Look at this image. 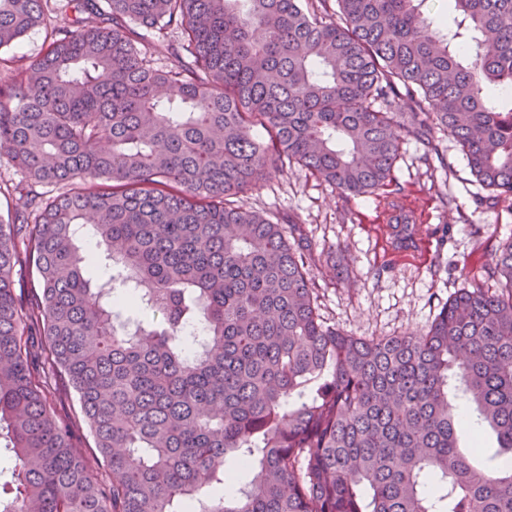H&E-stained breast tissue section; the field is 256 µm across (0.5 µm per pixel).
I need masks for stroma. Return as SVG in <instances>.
Listing matches in <instances>:
<instances>
[{"label":"stroma","mask_w":512,"mask_h":512,"mask_svg":"<svg viewBox=\"0 0 512 512\" xmlns=\"http://www.w3.org/2000/svg\"><path fill=\"white\" fill-rule=\"evenodd\" d=\"M393 179L421 211L409 251L398 247L383 218V190L345 196L293 165L244 198L294 227L313 262L321 319L366 339L425 330L458 289L500 292L487 267L512 240V199L493 200L448 136L435 133L429 145L406 138Z\"/></svg>","instance_id":"stroma-1"}]
</instances>
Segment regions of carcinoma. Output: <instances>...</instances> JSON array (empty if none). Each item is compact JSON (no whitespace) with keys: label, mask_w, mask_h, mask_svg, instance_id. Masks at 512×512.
I'll list each match as a JSON object with an SVG mask.
<instances>
[{"label":"carcinoma","mask_w":512,"mask_h":512,"mask_svg":"<svg viewBox=\"0 0 512 512\" xmlns=\"http://www.w3.org/2000/svg\"><path fill=\"white\" fill-rule=\"evenodd\" d=\"M304 1L328 2L0 0V49L45 30L0 57V156L26 183L0 220V512H512V241L488 267L507 293L363 339L323 323L311 260L241 201L293 163L373 193L436 129L512 198V0H452L447 26L426 0ZM139 25L175 34L170 65ZM45 33L42 29L36 28L30 31L22 41L10 50H4L0 56L2 58H12L20 60L19 64L27 62L36 57L42 48Z\"/></svg>","instance_id":"obj_1"}]
</instances>
